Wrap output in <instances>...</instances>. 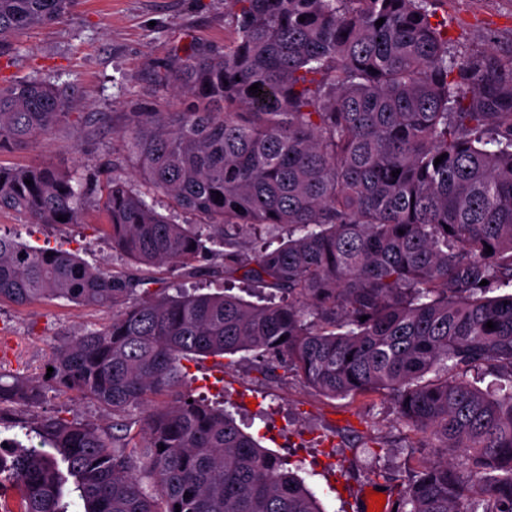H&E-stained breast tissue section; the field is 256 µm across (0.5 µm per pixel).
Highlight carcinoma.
<instances>
[{
  "label": "carcinoma",
  "mask_w": 512,
  "mask_h": 512,
  "mask_svg": "<svg viewBox=\"0 0 512 512\" xmlns=\"http://www.w3.org/2000/svg\"><path fill=\"white\" fill-rule=\"evenodd\" d=\"M74 2L0 0V58ZM435 2L229 0L224 50L191 43L157 72L186 106L117 130L135 181L0 164V212L84 224L96 206L127 260L106 271L0 235V303L112 310L53 344L51 377L0 372V426L18 430L0 441V492L18 494L4 512H70L68 474L83 512H325L224 407L183 390L181 360L241 351L325 396L385 390L401 426L463 453L395 485L396 512H512V293L486 296L512 289V57L453 50ZM73 99L1 81L0 154L71 124ZM161 270L260 302L137 292ZM51 390L111 424L39 415Z\"/></svg>",
  "instance_id": "1"
}]
</instances>
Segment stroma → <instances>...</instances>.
Here are the masks:
<instances>
[{
  "mask_svg": "<svg viewBox=\"0 0 512 512\" xmlns=\"http://www.w3.org/2000/svg\"><path fill=\"white\" fill-rule=\"evenodd\" d=\"M225 0H77L59 23L31 30L16 54L0 66V80L38 76L75 88L74 110L104 113L110 120L89 132L84 123L54 130L28 147L0 155V163L49 161L65 170L97 172L115 164L127 178L135 169L114 127L127 112H171L179 97L158 84L154 68L188 40L223 46ZM436 21L446 24L460 50L512 56V0H437ZM98 212L85 224H34L21 214L0 213V233L40 246L59 244L90 265L109 269L124 261L95 232ZM106 310L58 301L0 304V328L9 346L0 369L40 376L55 340L110 319ZM255 352L232 356L227 367L215 358L186 361L185 388L223 402L240 427L249 428L269 452L286 458L315 493L325 512H355L353 498L373 486L382 470L412 474L424 462L445 457L424 447L422 434L402 428L388 394L323 396L300 377H264Z\"/></svg>",
  "mask_w": 512,
  "mask_h": 512,
  "instance_id": "35a3bbf8",
  "label": "stroma"
}]
</instances>
